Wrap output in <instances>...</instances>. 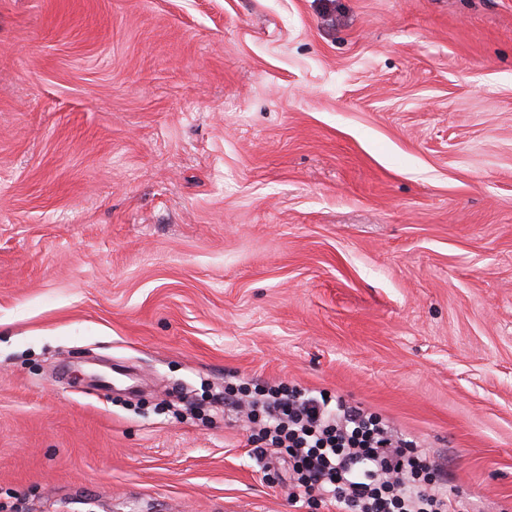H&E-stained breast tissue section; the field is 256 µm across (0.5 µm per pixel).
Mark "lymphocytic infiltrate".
I'll use <instances>...</instances> for the list:
<instances>
[{
  "label": "lymphocytic infiltrate",
  "instance_id": "obj_1",
  "mask_svg": "<svg viewBox=\"0 0 512 512\" xmlns=\"http://www.w3.org/2000/svg\"><path fill=\"white\" fill-rule=\"evenodd\" d=\"M252 453L288 459L300 496L337 512H456L430 485L442 468L417 439L342 397L301 387L265 394Z\"/></svg>",
  "mask_w": 512,
  "mask_h": 512
}]
</instances>
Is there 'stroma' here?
<instances>
[{
	"label": "stroma",
	"mask_w": 512,
	"mask_h": 512,
	"mask_svg": "<svg viewBox=\"0 0 512 512\" xmlns=\"http://www.w3.org/2000/svg\"><path fill=\"white\" fill-rule=\"evenodd\" d=\"M282 382L512 512V0H0V512H327Z\"/></svg>",
	"instance_id": "stroma-1"
}]
</instances>
